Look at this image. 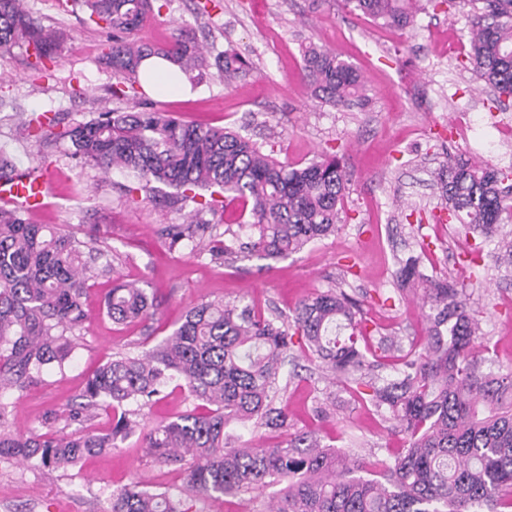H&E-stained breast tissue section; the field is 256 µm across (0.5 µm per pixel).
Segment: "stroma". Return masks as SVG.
Returning <instances> with one entry per match:
<instances>
[{"instance_id":"obj_1","label":"stroma","mask_w":512,"mask_h":512,"mask_svg":"<svg viewBox=\"0 0 512 512\" xmlns=\"http://www.w3.org/2000/svg\"><path fill=\"white\" fill-rule=\"evenodd\" d=\"M24 2L34 18L63 31L66 40L45 76L22 51L0 60V152L12 157L18 171L47 170L48 205L33 223L80 238L94 233L115 276L139 282L156 310L147 321L115 324L103 311L113 276L98 278L70 361L44 370L23 394L7 395L6 431L42 432L45 414L55 409V430L70 434L76 425L63 408L82 393L100 363L119 351L149 350L204 301L241 300L287 312L336 285L367 297L365 316L382 332L422 343L425 311L414 294L396 291L392 276L396 256L421 240L429 245L422 261L426 275L467 285L482 333L490 338L480 352L485 371L512 368V271L497 269L494 243L479 244L459 231L442 210L436 185L439 168L450 159L512 168V137L500 133L512 125V98L498 97L462 66L469 49L467 0L449 10L425 7L404 30L351 12L343 0H160V11L136 31L138 40L161 45L179 27L209 57L232 50L252 69L229 86L217 69H209L189 79L185 95L148 94L151 107L188 122L239 130L291 165L337 154L347 174L337 235L283 259L251 257L231 265L187 246L170 247L160 229L183 223L184 210L147 198L134 178L79 164L66 143L44 150L26 138L22 123L34 113H55L66 127L132 103L113 98L114 77L103 59L108 34L87 22L78 0ZM310 41L361 71L365 87L358 104L337 109L313 97L300 76V46ZM478 245L484 263L475 282L463 257ZM283 377L288 388L281 398L293 430H315L323 443L359 458L387 459L402 450V434L360 399L346 398L328 417H314L313 397L327 383L304 356L286 365ZM193 407L175 379L142 409L140 423L151 429ZM136 481L173 493L184 485L182 474L153 463L135 436L110 453L47 476L28 462H1L0 512H105L112 491ZM271 497L265 490L204 498L196 510L269 512Z\"/></svg>"}]
</instances>
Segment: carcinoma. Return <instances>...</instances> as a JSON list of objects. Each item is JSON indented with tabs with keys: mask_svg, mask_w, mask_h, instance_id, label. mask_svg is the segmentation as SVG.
I'll list each match as a JSON object with an SVG mask.
<instances>
[{
	"mask_svg": "<svg viewBox=\"0 0 512 512\" xmlns=\"http://www.w3.org/2000/svg\"><path fill=\"white\" fill-rule=\"evenodd\" d=\"M468 62L475 76L500 94H512V0H472ZM89 19L112 32L106 61L117 77L112 97L144 94L141 66L156 57L183 73L210 66L200 46L172 33L164 45L130 39L151 11V0H83ZM345 6L398 29L413 21L408 0H345ZM58 35L24 8L0 0V58L14 49L50 59ZM302 72L320 102L346 106L361 99V75L335 52L310 43L302 48ZM230 85L250 63L224 52L217 62ZM57 117L40 113L25 124L37 142L67 141L70 156L107 173L132 174L152 193L173 189L164 200L192 206L189 221L168 224L172 247L185 242L229 262L241 253L288 257L337 234L347 178L338 158L324 154L303 166L263 152L238 131L186 123L156 110L102 112L57 130ZM509 174L489 164L448 161L437 185L444 208L467 232L497 241L496 261L512 268V240L502 233L512 219ZM249 217L247 242L217 233L204 219L229 208ZM94 235L80 240L32 224L21 211L0 207V393L24 392L47 366L63 368L74 348L70 333L86 321L89 282L111 274L101 263ZM422 257H396L394 277L402 292L424 283L427 339L404 345L382 336L378 351L365 347L374 335L358 301L328 288L303 300L290 314L258 313L240 301L193 306L172 334L144 354L115 353L89 379L80 401L68 406L78 430L60 436H18L0 430V462L36 460L53 471L91 453L120 447L137 427L130 406L147 405L179 379L205 412L193 409L144 434L155 462L183 471L184 497L132 484L112 491L107 512H190L197 495L229 496L279 487L271 512H500L512 508V371L493 377L474 351L480 323L466 288L446 276H428ZM116 323L154 315L146 289L116 281L105 299ZM320 361L350 394L381 366L377 352L399 353V366L370 383L374 411L403 434L405 452L388 462H358L295 432L279 444L236 446L227 432L253 422L288 428V405L276 403L279 377L294 346ZM112 412V429H92L99 411Z\"/></svg>",
	"mask_w": 512,
	"mask_h": 512,
	"instance_id": "cac0c4a2",
	"label": "carcinoma"
}]
</instances>
